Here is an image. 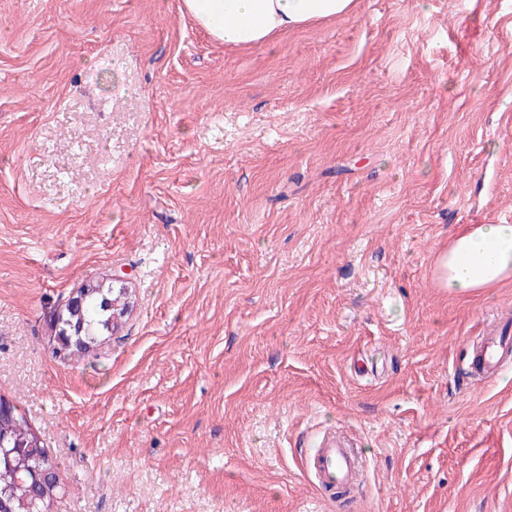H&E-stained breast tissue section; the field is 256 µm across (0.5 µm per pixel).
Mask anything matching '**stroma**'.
I'll return each mask as SVG.
<instances>
[{
	"label": "stroma",
	"instance_id": "35a3bbf8",
	"mask_svg": "<svg viewBox=\"0 0 512 512\" xmlns=\"http://www.w3.org/2000/svg\"><path fill=\"white\" fill-rule=\"evenodd\" d=\"M180 0H0V396L53 512H512V285L434 280L512 217V0H358L228 47ZM130 305L94 356L48 316ZM365 455L345 496L304 459ZM512 353V336H484L472 359L476 373H498L504 370L505 361Z\"/></svg>",
	"mask_w": 512,
	"mask_h": 512
}]
</instances>
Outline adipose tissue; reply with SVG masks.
I'll list each match as a JSON object with an SVG mask.
<instances>
[{
    "label": "adipose tissue",
    "mask_w": 512,
    "mask_h": 512,
    "mask_svg": "<svg viewBox=\"0 0 512 512\" xmlns=\"http://www.w3.org/2000/svg\"><path fill=\"white\" fill-rule=\"evenodd\" d=\"M355 0H181L212 39L240 47L350 13ZM438 287L466 296L512 284V224H465L435 258Z\"/></svg>",
    "instance_id": "1"
}]
</instances>
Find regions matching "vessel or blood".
I'll return each instance as SVG.
<instances>
[{"instance_id": "obj_1", "label": "vessel or blood", "mask_w": 512, "mask_h": 512, "mask_svg": "<svg viewBox=\"0 0 512 512\" xmlns=\"http://www.w3.org/2000/svg\"><path fill=\"white\" fill-rule=\"evenodd\" d=\"M512 356V336L484 337L472 359L478 373L503 371L505 361ZM364 468L362 454L336 439L320 441L307 460L306 470L324 488L351 489Z\"/></svg>"}]
</instances>
